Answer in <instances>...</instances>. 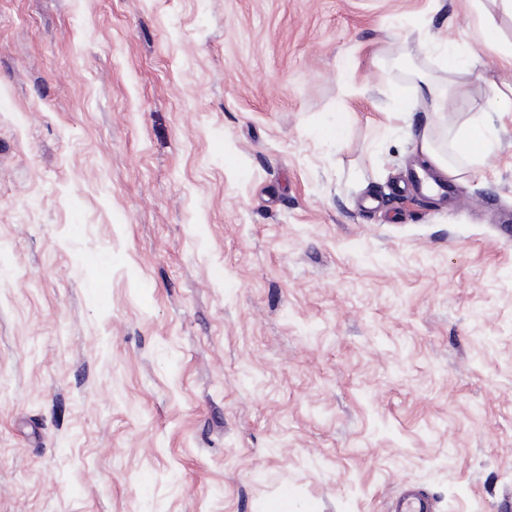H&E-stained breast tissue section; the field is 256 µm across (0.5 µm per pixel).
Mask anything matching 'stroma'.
Wrapping results in <instances>:
<instances>
[{"mask_svg":"<svg viewBox=\"0 0 512 512\" xmlns=\"http://www.w3.org/2000/svg\"><path fill=\"white\" fill-rule=\"evenodd\" d=\"M441 37L473 0H0V512H512V75ZM423 75L496 144L427 205ZM420 87L418 89V95L413 101L401 102L397 107V112H390V116L395 120L404 119L405 115L412 112L418 104L428 105L436 118L440 119L442 112H444L443 103L435 95L431 83L426 77L420 76ZM435 508L427 493L413 488L403 486L397 497L394 508L390 512H434Z\"/></svg>","mask_w":512,"mask_h":512,"instance_id":"1","label":"stroma"}]
</instances>
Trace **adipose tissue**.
<instances>
[{
  "mask_svg": "<svg viewBox=\"0 0 512 512\" xmlns=\"http://www.w3.org/2000/svg\"><path fill=\"white\" fill-rule=\"evenodd\" d=\"M452 132L450 151L442 153L434 135L433 126L423 128L417 138L419 152L441 174L459 179L465 173V165L480 164L493 147V137L481 112L475 111L464 121L450 125Z\"/></svg>",
  "mask_w": 512,
  "mask_h": 512,
  "instance_id": "1",
  "label": "adipose tissue"
}]
</instances>
